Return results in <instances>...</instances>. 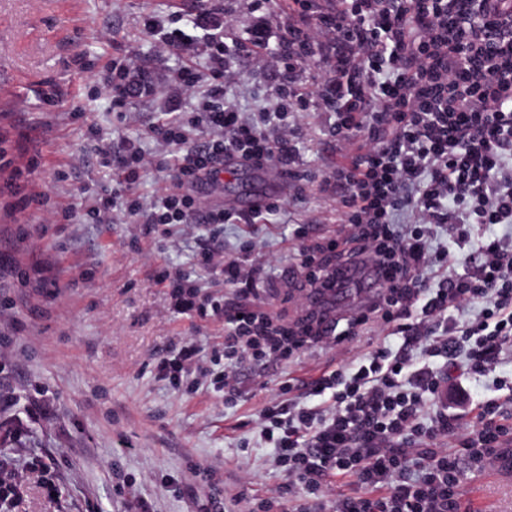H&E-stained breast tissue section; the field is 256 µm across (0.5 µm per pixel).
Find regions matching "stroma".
I'll return each instance as SVG.
<instances>
[{"mask_svg": "<svg viewBox=\"0 0 512 512\" xmlns=\"http://www.w3.org/2000/svg\"><path fill=\"white\" fill-rule=\"evenodd\" d=\"M187 0H0V133L25 136L42 164L30 182L51 206L74 201L83 187L113 185L93 159L81 124L47 111L42 98L62 92L89 121L111 133L113 145L138 141L157 158L169 148L144 137L157 118L140 105L136 121L107 109L104 92L77 73L76 55L105 62L120 49L155 58L157 68L181 65L179 55L159 58L138 20L147 9L171 13ZM270 76L245 69L228 96L246 112L266 104ZM301 129L297 167L302 181L289 186L275 223L228 224L224 243L235 251L254 239L281 280L295 271L299 229L336 235V198L319 182L340 157L326 112H292ZM65 180H56L57 170ZM11 169H0V459L23 469L14 512H234L237 499L254 503L283 481L273 450L256 431L257 416L281 381L310 379L339 364L328 349L263 371H242L240 393L225 403L213 380L224 368L223 322L176 311L153 282L168 266L200 281L220 297V277L198 265L196 235L180 229L161 240L141 238L132 224L48 223L47 212L16 209ZM52 261L55 284L35 291L38 262ZM200 349L201 368L172 385L159 369L186 341ZM39 391L47 417L24 422L26 392ZM460 488L471 512H512V486L497 471L460 458Z\"/></svg>", "mask_w": 512, "mask_h": 512, "instance_id": "35a3bbf8", "label": "stroma"}]
</instances>
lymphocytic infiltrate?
<instances>
[{
	"mask_svg": "<svg viewBox=\"0 0 512 512\" xmlns=\"http://www.w3.org/2000/svg\"><path fill=\"white\" fill-rule=\"evenodd\" d=\"M271 3L246 0L250 24L240 37L231 0H198L185 20L143 13L140 26L159 54L186 57L180 69L159 76L131 50L98 66L76 57L118 118L134 116L144 101L163 112L146 134L175 149L173 186L149 202L130 196L155 159L132 141L114 147L86 122L118 190L54 212L53 221L69 223L79 210L108 224L119 208L148 238L169 236L175 226H209L196 238V256L223 274L233 300L203 296L168 267L153 281L178 312L223 318L219 382L229 403L243 368L291 363L318 346L387 332L388 341L305 386L282 382L261 409L260 435L286 476L272 505H291L292 512H461L458 457L496 465L512 435V391L501 380L493 386L505 398L485 400L473 427L439 406L449 367L461 365L477 380L512 354V235L487 231L512 224V22L499 18L504 0H289L281 13ZM248 64L273 77L276 106L256 117L227 96ZM189 99L194 109H185ZM313 109L334 115L337 143L359 147L321 180L322 191L341 196V230L335 238L302 240L297 286L308 294L335 289L337 269L357 261L375 263L384 279L376 298L328 333L311 308L292 320L262 308L267 265L253 258L254 244L230 254L211 230L268 223L281 200L241 212L197 195L231 159L301 180L294 166L299 131L287 117ZM405 212L412 221L402 222ZM440 228L453 251L433 248ZM456 262L465 274L452 272ZM474 305L478 314L465 317ZM440 439L448 447H437ZM334 477L350 479L351 488L330 498L325 489Z\"/></svg>",
	"mask_w": 512,
	"mask_h": 512,
	"instance_id": "lymphocytic-infiltrate-1",
	"label": "lymphocytic infiltrate"
}]
</instances>
